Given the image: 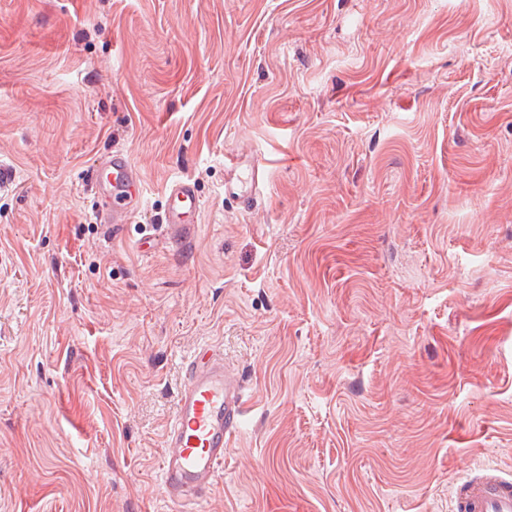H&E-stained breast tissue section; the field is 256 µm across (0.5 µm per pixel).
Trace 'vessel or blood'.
<instances>
[{
    "instance_id": "obj_1",
    "label": "vessel or blood",
    "mask_w": 512,
    "mask_h": 512,
    "mask_svg": "<svg viewBox=\"0 0 512 512\" xmlns=\"http://www.w3.org/2000/svg\"><path fill=\"white\" fill-rule=\"evenodd\" d=\"M109 192L114 199L103 208L104 224H124L139 207L141 177L126 154L105 157ZM163 222L174 234L189 233L201 210L194 183L172 182L166 191ZM247 412L244 383L223 355L204 345L188 359L177 393L173 420L164 437L160 485L167 501L201 500L213 489L230 438ZM456 512H512V475L479 467L452 491Z\"/></svg>"
}]
</instances>
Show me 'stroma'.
I'll return each mask as SVG.
<instances>
[{"label":"stroma","mask_w":512,"mask_h":512,"mask_svg":"<svg viewBox=\"0 0 512 512\" xmlns=\"http://www.w3.org/2000/svg\"><path fill=\"white\" fill-rule=\"evenodd\" d=\"M1 162L0 512H453L512 472V0H0ZM186 179L198 231L144 247ZM204 344L249 414L175 505ZM101 167L111 175L108 179L109 189L105 185L106 191L110 192L114 202L120 200L122 203L103 208L99 213V221L102 224H125L139 207L140 174L126 154L119 151L105 157ZM452 495L456 512H512V475L478 467Z\"/></svg>","instance_id":"obj_1"}]
</instances>
